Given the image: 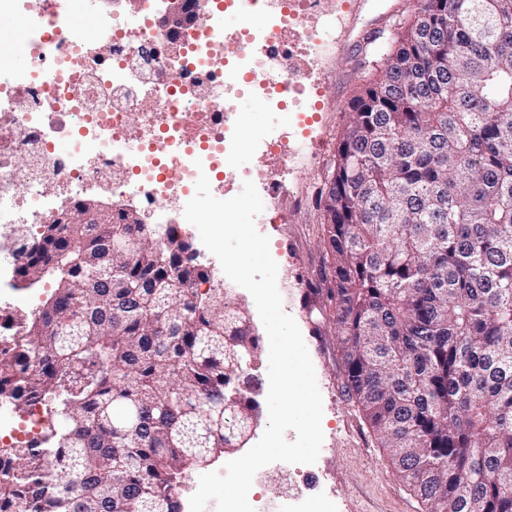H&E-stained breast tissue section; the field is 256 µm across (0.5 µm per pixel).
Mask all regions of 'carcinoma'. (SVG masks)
<instances>
[{"label":"carcinoma","instance_id":"cac0c4a2","mask_svg":"<svg viewBox=\"0 0 512 512\" xmlns=\"http://www.w3.org/2000/svg\"><path fill=\"white\" fill-rule=\"evenodd\" d=\"M351 100L320 191L342 394L427 512H512V0H421ZM17 231L0 512H181L260 422L259 337L175 224ZM123 429L116 430L114 426ZM51 286L46 284L40 291L17 290L12 288L8 293H4L0 297V308H7L6 311L13 314H25L34 310L45 298L43 292L49 291ZM26 302L28 305H23Z\"/></svg>","mask_w":512,"mask_h":512}]
</instances>
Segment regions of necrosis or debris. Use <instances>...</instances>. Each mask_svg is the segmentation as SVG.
<instances>
[{
	"label": "necrosis or debris",
	"instance_id": "necrosis-or-debris-1",
	"mask_svg": "<svg viewBox=\"0 0 512 512\" xmlns=\"http://www.w3.org/2000/svg\"><path fill=\"white\" fill-rule=\"evenodd\" d=\"M90 10L83 31L74 16ZM203 16L170 36L158 0H0L26 34L28 67L0 72V293L21 262L3 244L14 225L45 224L97 190L113 205L166 200L185 207L199 175L254 180L237 103L249 95L282 112L258 140L284 185L299 125L323 91L313 52L334 26L331 0H205ZM242 23L224 31L225 13ZM67 142L59 150L57 142Z\"/></svg>",
	"mask_w": 512,
	"mask_h": 512
}]
</instances>
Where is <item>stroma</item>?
Segmentation results:
<instances>
[{
	"instance_id": "35a3bbf8",
	"label": "stroma",
	"mask_w": 512,
	"mask_h": 512,
	"mask_svg": "<svg viewBox=\"0 0 512 512\" xmlns=\"http://www.w3.org/2000/svg\"><path fill=\"white\" fill-rule=\"evenodd\" d=\"M419 5L420 0H356L339 13L330 38L317 52V74L325 84L321 105L306 130V144L297 148L288 172V191L275 198L288 220L257 226L269 237L270 252L278 264L283 309L299 326L315 368L323 400L324 435L315 463H276L274 476L256 490L259 512H279L284 488L310 477L316 480V493L326 501L323 512H425L397 473L389 450L379 447L357 406L341 394L333 313L323 297H310L308 290L309 282L334 261L323 243L324 216L315 197L332 176L350 101L370 72L349 45L365 30L392 33ZM238 110L243 114L237 135L245 147L244 161L261 170L277 168V159L257 145L255 135L277 126L279 115L252 97L241 98ZM297 197L308 198V205L294 208ZM312 307L322 311L314 320L308 313Z\"/></svg>"
}]
</instances>
